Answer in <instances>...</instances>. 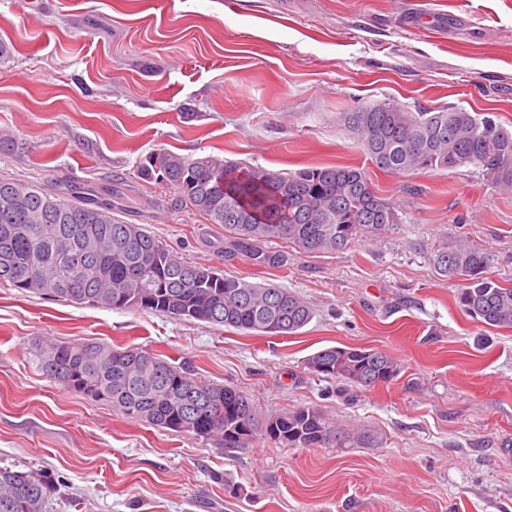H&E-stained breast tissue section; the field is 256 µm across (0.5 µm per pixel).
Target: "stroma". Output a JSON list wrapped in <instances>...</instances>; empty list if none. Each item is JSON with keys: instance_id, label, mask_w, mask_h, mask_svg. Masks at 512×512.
I'll list each match as a JSON object with an SVG mask.
<instances>
[{"instance_id": "stroma-1", "label": "stroma", "mask_w": 512, "mask_h": 512, "mask_svg": "<svg viewBox=\"0 0 512 512\" xmlns=\"http://www.w3.org/2000/svg\"><path fill=\"white\" fill-rule=\"evenodd\" d=\"M0 179L110 186L114 216L181 260L299 294L311 321L244 335L140 309L107 310L0 284V466L42 469L52 512H512V328L475 322L431 253L465 236L512 287V192L478 168L378 170L342 121L388 99L463 107L512 129V0H0ZM193 108L194 120L183 117ZM168 150L271 170H365L400 225L340 252L259 269L224 262V230L139 165ZM163 354L231 384L259 416L315 406L373 448L224 449L126 418L39 368L42 341ZM377 348L389 383L313 376L312 353Z\"/></svg>"}]
</instances>
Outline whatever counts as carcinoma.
<instances>
[{
	"label": "carcinoma",
	"instance_id": "cac0c4a2",
	"mask_svg": "<svg viewBox=\"0 0 512 512\" xmlns=\"http://www.w3.org/2000/svg\"><path fill=\"white\" fill-rule=\"evenodd\" d=\"M379 170L477 167L494 187L512 190V130L464 108L411 111L394 100L347 112ZM167 169L177 196L224 227V261L243 258L262 268L288 264L272 240L305 253L339 252L366 235L399 223L397 208L379 197L366 173L351 166L281 172L242 166L214 156L190 159L160 150L140 165L157 178ZM99 240L87 251L82 238ZM435 270L463 282L459 307L488 326L512 327V287L484 275L489 255L452 237L431 254ZM44 296L102 308H137L177 320H196L269 336L294 334L312 319L308 303L276 284L244 280L182 261L139 224L112 216V190L48 188L0 180V283ZM66 354L55 357L58 348ZM40 369L63 388L104 402L128 418L172 432H191L224 448H242L264 435L290 448H367L363 429L350 432L316 407L262 419L238 388L201 380L141 347L74 340L37 350ZM310 373L346 385L374 388L399 371L396 360L373 348L327 347L306 360ZM56 490L43 470L0 467V512H49Z\"/></svg>",
	"mask_w": 512,
	"mask_h": 512
}]
</instances>
